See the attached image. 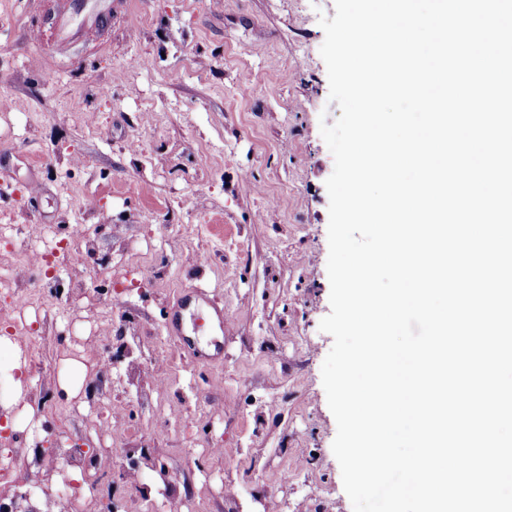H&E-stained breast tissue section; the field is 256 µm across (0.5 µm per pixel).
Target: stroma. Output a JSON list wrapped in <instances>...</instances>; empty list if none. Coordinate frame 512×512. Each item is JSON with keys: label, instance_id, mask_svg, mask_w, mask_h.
<instances>
[{"label": "stroma", "instance_id": "1", "mask_svg": "<svg viewBox=\"0 0 512 512\" xmlns=\"http://www.w3.org/2000/svg\"><path fill=\"white\" fill-rule=\"evenodd\" d=\"M1 4L0 97L19 108L0 113V225L91 248L30 273L0 244V269L43 302L24 314L42 407L29 367L0 361V454L38 449L49 474L29 506L56 512L65 490L80 510L97 491L119 512L134 497L147 512H353L321 374L334 158L320 125L341 111L319 18L335 0H83L51 18L45 0ZM36 30L65 52L35 54ZM193 288L227 324L199 330L187 308L189 354L168 325ZM218 343L223 361H202ZM73 361L76 398L58 386ZM63 436L93 449L88 471L65 463Z\"/></svg>", "mask_w": 512, "mask_h": 512}]
</instances>
